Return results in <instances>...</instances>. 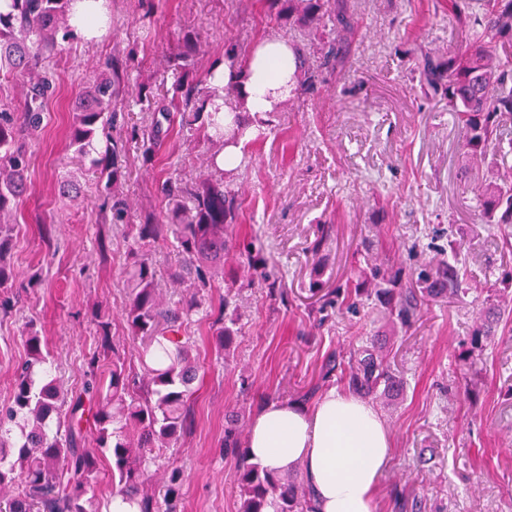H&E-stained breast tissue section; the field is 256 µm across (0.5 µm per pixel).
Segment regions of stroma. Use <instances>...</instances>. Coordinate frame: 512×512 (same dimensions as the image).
<instances>
[{
	"instance_id": "1",
	"label": "stroma",
	"mask_w": 512,
	"mask_h": 512,
	"mask_svg": "<svg viewBox=\"0 0 512 512\" xmlns=\"http://www.w3.org/2000/svg\"><path fill=\"white\" fill-rule=\"evenodd\" d=\"M352 2L360 30L342 79L273 114L266 139L239 173L245 191L239 230L257 236L287 302L241 275L235 288L244 328L228 355H218L207 320L193 319L184 330L198 366L190 422L175 447L161 449L148 486L162 494L170 468H180L178 512H237L235 461L224 454L228 415L246 429L264 404L300 402L329 354L374 331L383 334L406 381L395 403L381 408L395 448L380 480V512H512V335L497 326L480 370L458 360L501 269L512 267V251L501 247L504 228L477 222L447 103L424 94L408 62L421 44L448 52L458 32L440 0ZM111 17L98 41L69 40L53 61L56 91L30 146L31 191L9 218L15 307L0 313V407L9 403L16 367L26 358L29 324L47 345V368L65 393L83 386L84 359L97 346L93 310L110 322L128 364L136 362L123 319L130 241L69 147L71 105L81 83L112 56L131 57L121 111L134 123L142 118L139 85L171 99L176 75L168 60L185 38L201 43L188 69L197 82L223 62L226 40L258 42L270 32L262 0H111ZM206 151L196 131L179 128L153 165L128 147L121 191L132 213L161 210L167 177L191 182L206 174ZM64 175L84 188L75 201L58 196ZM321 224L329 225L330 236L316 256L311 247ZM376 224V251L409 271L420 263L412 245L427 249L435 242L432 231H443L435 243L459 245L467 293L429 303L399 333L376 315L354 316L340 304L316 325L315 265L323 264L322 277L332 283L356 278V250ZM149 255L167 296L190 299L193 289L174 278L179 258L171 247L156 244ZM35 273L42 283L28 287Z\"/></svg>"
}]
</instances>
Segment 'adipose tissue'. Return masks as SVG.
I'll use <instances>...</instances> for the list:
<instances>
[{
  "label": "adipose tissue",
  "mask_w": 512,
  "mask_h": 512,
  "mask_svg": "<svg viewBox=\"0 0 512 512\" xmlns=\"http://www.w3.org/2000/svg\"><path fill=\"white\" fill-rule=\"evenodd\" d=\"M294 51L287 40H262L240 75L216 67L211 87L236 80L241 111L260 123L277 112L290 93L287 65ZM249 455L275 475L301 470L316 512H376L379 481L388 468L394 435L367 399L329 389L314 405L271 402L253 418Z\"/></svg>",
  "instance_id": "ef3b65f1"
}]
</instances>
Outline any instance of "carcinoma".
<instances>
[{"mask_svg":"<svg viewBox=\"0 0 512 512\" xmlns=\"http://www.w3.org/2000/svg\"><path fill=\"white\" fill-rule=\"evenodd\" d=\"M75 0H5L0 11V69L22 80L23 111L15 112L0 101V217L11 211L29 192V143L41 130L44 103L53 89V73L45 62L64 49L72 36ZM269 15L287 16L304 28L311 42L295 46L298 81L293 103L317 91L325 74H344L358 20L349 0H265ZM460 40L443 57L419 47L411 53L428 94H443L448 114L461 135L464 171L484 166L491 175L473 187L483 224H512V167L499 163L512 153V139L505 129L512 123V0H448ZM332 27L336 37L316 40ZM249 43L229 42L224 63L244 68L253 56ZM129 65L115 57L105 70L86 82L73 105L70 147L81 161L104 181L105 198L112 201V223L127 224L131 234L128 267L129 302L124 311L128 329L140 341V374L127 369L125 357L111 342L110 323L98 321L101 349L86 358L82 392L65 395L43 365L48 352L41 336L28 330L27 358L17 369L13 396L0 409V512H87L88 494L98 479L97 454L109 455L112 487L125 499L134 500L140 512H177L182 473L170 469L163 500L146 488L150 466L160 448L177 443L188 425V402L198 368L190 357L182 327L202 309L212 319L219 348L229 350L242 334L241 305L232 288L215 307L204 299L166 302L160 295L156 270L143 247L160 240L171 243L181 256L180 277L196 288L211 287L207 269L238 256L247 273L281 301L287 294L277 278L267 272V259L254 240L237 237L235 228L242 204L235 174L217 168L216 153L208 157L207 175L195 183L168 177L161 185L166 201L164 215L154 212L130 223L129 206L117 195L123 173L119 165L126 143L139 145L144 161L152 162L162 136L174 124L199 125L203 141L243 148L265 138L251 130L242 113L239 91L231 83L224 88V104L230 122L220 112L206 110L212 90L197 84H175L171 105L159 106L144 95L152 111L148 124L126 126L125 136H106L104 150L96 147L98 132L117 119L120 80ZM14 225L0 223V288L11 280L7 258L12 249ZM372 239L362 241V258L356 281L336 285L324 294L343 298L356 309L358 302H372L371 309L392 329H407L417 322L424 306L437 299L460 297L467 276L459 251L441 248L422 262L412 276L374 252ZM471 333L465 360L477 364V354L495 344V328L502 320L512 323V308L498 297L512 291V269L504 271ZM340 371L339 382L348 391L366 398L390 402L404 388L395 373L390 352L367 336L348 355L330 357L322 367L321 381ZM19 430V436L13 431ZM95 436L97 448L85 447V435ZM224 452L235 459L239 512H314L305 482L284 481L247 455L238 437L237 421L224 429ZM21 491H15V488Z\"/></svg>","mask_w":512,"mask_h":512,"instance_id":"1","label":"carcinoma"}]
</instances>
